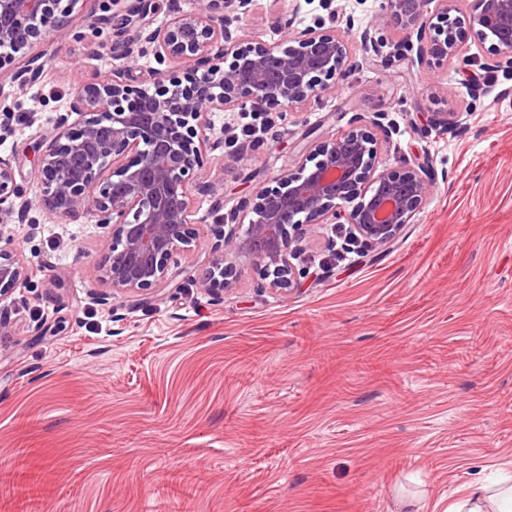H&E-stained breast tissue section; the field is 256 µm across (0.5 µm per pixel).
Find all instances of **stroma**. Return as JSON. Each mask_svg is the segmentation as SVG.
I'll list each match as a JSON object with an SVG mask.
<instances>
[{
	"mask_svg": "<svg viewBox=\"0 0 512 512\" xmlns=\"http://www.w3.org/2000/svg\"><path fill=\"white\" fill-rule=\"evenodd\" d=\"M380 0H299L298 28L335 16L358 63L347 89L271 114L261 148L211 154L225 210L294 170L306 127L340 133L385 112L400 157L429 155L416 223L364 250L332 225L304 246L302 287L282 296L249 268L223 301L194 279L211 240L165 285L101 304L108 238L91 218L0 226L32 276L0 330V512H444L458 489L512 461V69L449 61L382 67L360 34ZM110 26L65 39L41 83L6 98L30 197L34 150L80 79L109 74ZM484 92L471 97L469 87ZM419 112L461 125L421 136Z\"/></svg>",
	"mask_w": 512,
	"mask_h": 512,
	"instance_id": "1",
	"label": "stroma"
}]
</instances>
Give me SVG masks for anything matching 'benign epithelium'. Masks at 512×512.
<instances>
[{
    "instance_id": "obj_1",
    "label": "benign epithelium",
    "mask_w": 512,
    "mask_h": 512,
    "mask_svg": "<svg viewBox=\"0 0 512 512\" xmlns=\"http://www.w3.org/2000/svg\"><path fill=\"white\" fill-rule=\"evenodd\" d=\"M107 19L120 18L107 45L115 64L105 79L82 81L55 119V134L37 147L38 200L17 178V159L0 154V223L24 224L32 207L57 218L91 217L106 230L109 252L99 265L105 302L139 295L166 283L176 256L193 252L208 236L212 260L195 280L212 299L233 290L240 269L252 265L264 287L282 295L301 288L296 266L308 229L346 224L349 240L365 249L389 245L413 224L430 194L431 161L417 157L398 166L383 154L395 123L380 113L336 135L312 137L297 168L242 199L237 208L204 225L193 194L207 190L209 152L224 147L225 128L213 111L249 107L289 115L348 80L356 67L347 37L319 23L293 27L297 5L274 0L272 24L281 38L245 37L241 22L253 0H205L194 10L168 2V20L150 29L142 20L158 0H92ZM457 0H382L372 27H396L407 47L381 55V45L362 34L389 66L412 51L411 65L433 70L450 59L471 60L472 45L490 44L483 66L512 65V0H472L466 14ZM80 0H0V44L11 52L0 65L26 58L36 44L49 49L72 31ZM151 55L153 88L133 84L132 70ZM45 55L26 58L13 73L21 91L43 75ZM457 112H430L426 128H448ZM23 251L0 247V301L29 283Z\"/></svg>"
}]
</instances>
